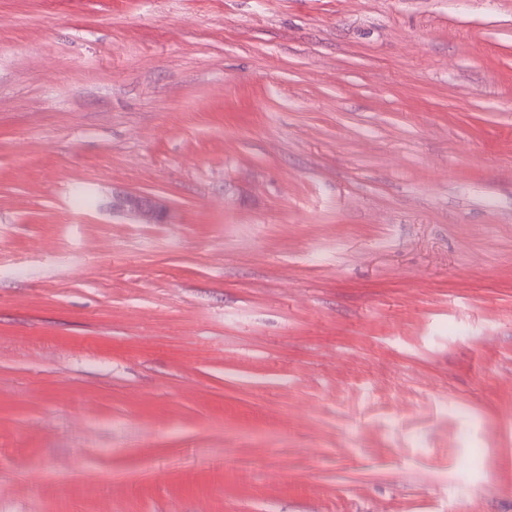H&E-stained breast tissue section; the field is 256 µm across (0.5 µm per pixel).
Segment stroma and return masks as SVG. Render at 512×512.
<instances>
[{
  "label": "stroma",
  "instance_id": "1",
  "mask_svg": "<svg viewBox=\"0 0 512 512\" xmlns=\"http://www.w3.org/2000/svg\"><path fill=\"white\" fill-rule=\"evenodd\" d=\"M0 512H512V0H0ZM116 206L137 215L141 220H145L149 224H158L165 219L166 212L164 208L146 196L126 195L119 199Z\"/></svg>",
  "mask_w": 512,
  "mask_h": 512
}]
</instances>
